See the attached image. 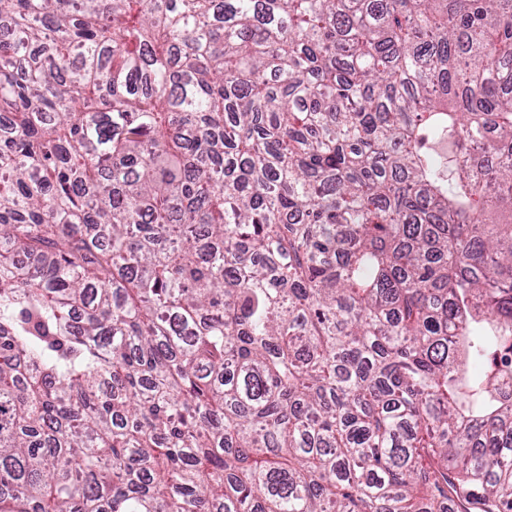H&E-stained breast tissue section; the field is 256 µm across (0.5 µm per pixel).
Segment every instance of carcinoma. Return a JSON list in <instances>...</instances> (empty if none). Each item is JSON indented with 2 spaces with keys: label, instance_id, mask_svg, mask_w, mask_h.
Instances as JSON below:
<instances>
[{
  "label": "carcinoma",
  "instance_id": "1",
  "mask_svg": "<svg viewBox=\"0 0 512 512\" xmlns=\"http://www.w3.org/2000/svg\"><path fill=\"white\" fill-rule=\"evenodd\" d=\"M507 350L512 0H0V512H512Z\"/></svg>",
  "mask_w": 512,
  "mask_h": 512
}]
</instances>
